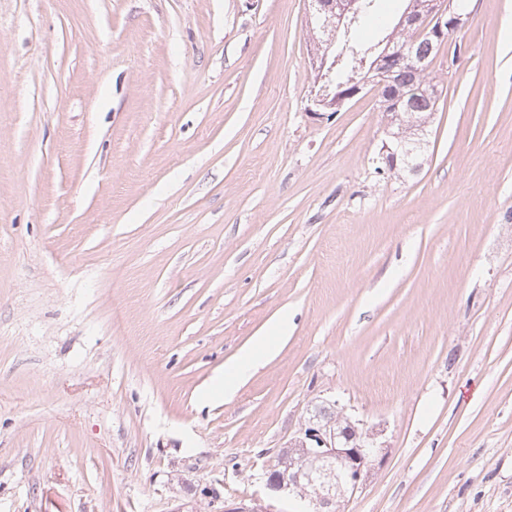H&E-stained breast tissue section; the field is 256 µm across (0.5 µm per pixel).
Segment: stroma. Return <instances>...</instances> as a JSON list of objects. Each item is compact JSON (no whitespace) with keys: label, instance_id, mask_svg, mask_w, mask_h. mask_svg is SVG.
Masks as SVG:
<instances>
[{"label":"stroma","instance_id":"stroma-1","mask_svg":"<svg viewBox=\"0 0 512 512\" xmlns=\"http://www.w3.org/2000/svg\"><path fill=\"white\" fill-rule=\"evenodd\" d=\"M465 10L382 176L305 0H0V512H222L327 402L385 450L336 512H512V0ZM271 355L268 340L259 337L251 348L224 366V400L230 399L237 385L247 379L252 370Z\"/></svg>","mask_w":512,"mask_h":512}]
</instances>
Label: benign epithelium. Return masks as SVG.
<instances>
[{
	"label": "benign epithelium",
	"mask_w": 512,
	"mask_h": 512,
	"mask_svg": "<svg viewBox=\"0 0 512 512\" xmlns=\"http://www.w3.org/2000/svg\"><path fill=\"white\" fill-rule=\"evenodd\" d=\"M359 8V0H307V25L315 19L335 32L357 15ZM468 20L469 14L459 12L454 0H425L423 12L406 9L397 27L419 25L428 36L441 40L446 29L462 30ZM333 46L329 40L326 47L311 53L315 79L306 107L309 115L319 118L328 110L335 113L367 89L380 92L385 101L400 99L396 68L406 56L405 48L394 49L388 41L379 43L374 56L357 70V77L338 86L328 80L338 60ZM328 413L330 408L325 407L309 417L298 435L288 441L277 464L265 474V497L226 504L224 512H286L277 506L286 494L310 498L318 505L314 512H321L361 489L380 449L366 435L348 436L336 430L335 419L327 417Z\"/></svg>",
	"instance_id": "obj_1"
}]
</instances>
